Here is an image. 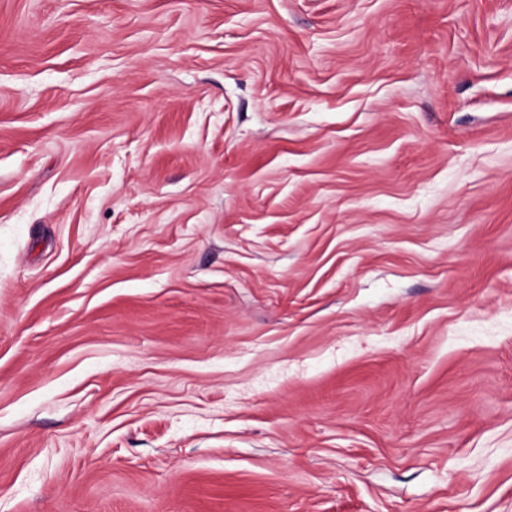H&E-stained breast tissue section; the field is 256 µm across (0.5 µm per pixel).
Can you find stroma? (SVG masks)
Listing matches in <instances>:
<instances>
[{"label":"stroma","mask_w":512,"mask_h":512,"mask_svg":"<svg viewBox=\"0 0 512 512\" xmlns=\"http://www.w3.org/2000/svg\"><path fill=\"white\" fill-rule=\"evenodd\" d=\"M0 512H512V0H0Z\"/></svg>","instance_id":"1"}]
</instances>
